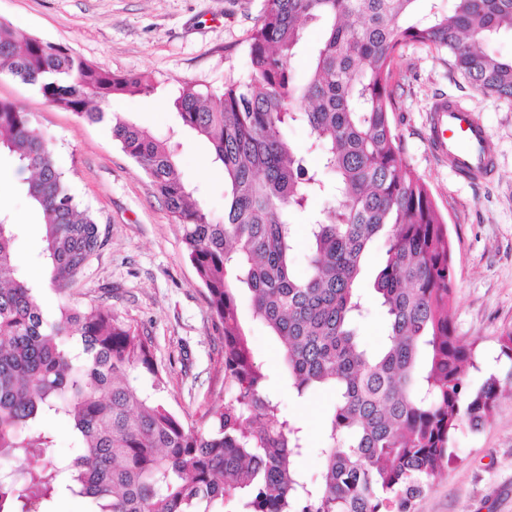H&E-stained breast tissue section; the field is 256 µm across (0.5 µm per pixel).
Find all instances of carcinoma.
<instances>
[{"instance_id":"obj_1","label":"carcinoma","mask_w":512,"mask_h":512,"mask_svg":"<svg viewBox=\"0 0 512 512\" xmlns=\"http://www.w3.org/2000/svg\"><path fill=\"white\" fill-rule=\"evenodd\" d=\"M264 0L247 39V80L219 93L182 83L179 125L207 139L224 167L229 203L213 220L182 179L179 143L105 111L115 95L150 94L146 75L121 76L60 44L0 31V75L37 87L51 105L112 139L150 178L180 229L184 252L224 334L232 391L195 429L154 397L163 368L153 341L112 309H42L39 290L76 282L106 237L79 209L50 138L18 103L0 101V149L28 172L26 194L43 215L45 283L29 280L13 250L19 225L0 218V512H31L62 493L93 512H414L453 456L456 433L480 430L502 393L495 373L472 385L473 344L449 319L452 241L426 182L406 163L394 126L392 63L409 42L454 59L477 92L512 102V59L490 42L512 33V0ZM323 36L304 79L294 59L305 25ZM302 124L316 165L290 143ZM331 196L308 224L312 252L296 273L290 210ZM385 247L372 293L359 288L374 242ZM279 337L299 397L334 392L320 479L299 470L301 428L281 415L239 313ZM387 333L365 346L357 323L372 310ZM72 423L78 453H54L48 423ZM22 460L23 466L13 462ZM302 510H297L299 503Z\"/></svg>"}]
</instances>
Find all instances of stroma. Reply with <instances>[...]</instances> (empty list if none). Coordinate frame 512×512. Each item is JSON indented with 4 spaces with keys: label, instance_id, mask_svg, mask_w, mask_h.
<instances>
[{
    "label": "stroma",
    "instance_id": "1",
    "mask_svg": "<svg viewBox=\"0 0 512 512\" xmlns=\"http://www.w3.org/2000/svg\"><path fill=\"white\" fill-rule=\"evenodd\" d=\"M262 7L263 0H0V24L61 44L114 73L151 76L154 93L114 97L110 110L164 136L176 125L172 102L182 81L219 89L227 78L246 77L247 38ZM393 83L404 157L448 222L456 285L450 315L458 336L476 346V367L468 379L476 385L490 373L506 376L512 361L500 356L498 338L512 331V104L471 89L447 52L415 43L395 57ZM439 95L459 99L488 128L498 152L489 182H465L433 153L428 110ZM0 100L26 106L34 125L51 138L76 201L98 218L107 236L70 292L43 290L44 309L54 312L69 301L102 304L151 336L166 370L157 398L188 422L201 424L204 412L223 404L228 394L224 335L154 187L106 125L54 107L36 87L6 75H0ZM179 141L183 178L197 187L198 199L215 217H223L224 170L214 163L210 144L187 133ZM0 210L20 225L14 247L28 275L43 279L38 259L43 217L4 150ZM240 318L269 392L302 429L298 465L307 481H315L334 396L318 391L297 398L280 341L252 321L245 295ZM453 448V461L418 500L417 512H512V387L502 393L490 423L479 432H458Z\"/></svg>",
    "mask_w": 512,
    "mask_h": 512
}]
</instances>
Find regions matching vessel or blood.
<instances>
[{
    "instance_id": "obj_1",
    "label": "vessel or blood",
    "mask_w": 512,
    "mask_h": 512,
    "mask_svg": "<svg viewBox=\"0 0 512 512\" xmlns=\"http://www.w3.org/2000/svg\"><path fill=\"white\" fill-rule=\"evenodd\" d=\"M431 148L458 176L479 183L492 175L497 156L487 128L448 96L434 99L428 115Z\"/></svg>"
}]
</instances>
